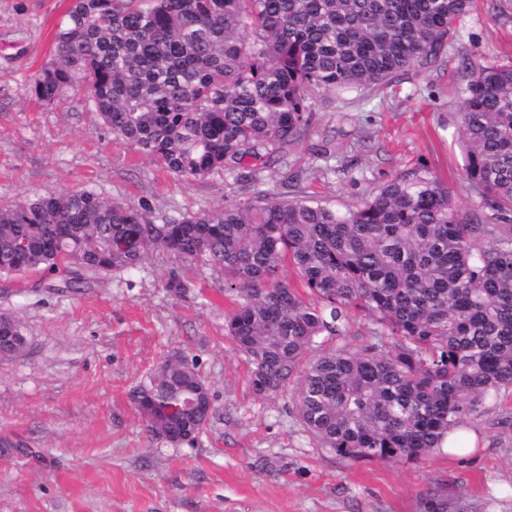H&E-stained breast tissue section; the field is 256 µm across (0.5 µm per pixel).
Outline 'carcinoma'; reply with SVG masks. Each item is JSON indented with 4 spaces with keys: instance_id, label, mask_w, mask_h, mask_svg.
Returning a JSON list of instances; mask_svg holds the SVG:
<instances>
[{
    "instance_id": "obj_1",
    "label": "carcinoma",
    "mask_w": 512,
    "mask_h": 512,
    "mask_svg": "<svg viewBox=\"0 0 512 512\" xmlns=\"http://www.w3.org/2000/svg\"><path fill=\"white\" fill-rule=\"evenodd\" d=\"M473 0H69L28 92L75 84L121 140L180 177L247 170L251 197L151 223L93 191L0 207V277L42 272L76 290L162 248L224 272L227 336L250 384L295 408L321 448L351 460L418 461L512 387V67L472 69L458 112L464 179L492 214L463 212L421 169L357 205L272 196L262 167L307 131L324 91L386 87L426 64ZM291 266L313 301L282 278ZM374 342L347 341V313ZM341 341L309 363L321 338ZM391 338V345L383 337ZM26 346L0 315V358ZM147 431L197 435L216 409L196 364L171 356L131 392Z\"/></svg>"
}]
</instances>
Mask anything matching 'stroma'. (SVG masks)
Wrapping results in <instances>:
<instances>
[{
  "mask_svg": "<svg viewBox=\"0 0 512 512\" xmlns=\"http://www.w3.org/2000/svg\"><path fill=\"white\" fill-rule=\"evenodd\" d=\"M66 8L0 0V205L92 190L164 224L245 201L236 176L177 178L115 138L83 87L51 105L26 94ZM449 42L442 60L387 89L322 93L284 162L264 168V189L344 208L426 168L473 209L456 144L460 90L468 65H512V0H475ZM50 281L0 278V313L27 338L0 359V512H512V389L469 422L467 456L440 448L419 462L350 461L304 431L297 385L253 392L225 331L222 272L160 249L78 293ZM175 353L196 363L216 409L177 447L147 432L129 398Z\"/></svg>",
  "mask_w": 512,
  "mask_h": 512,
  "instance_id": "obj_1",
  "label": "stroma"
}]
</instances>
